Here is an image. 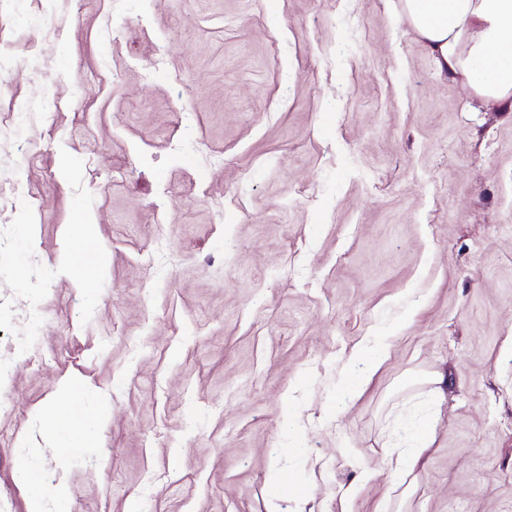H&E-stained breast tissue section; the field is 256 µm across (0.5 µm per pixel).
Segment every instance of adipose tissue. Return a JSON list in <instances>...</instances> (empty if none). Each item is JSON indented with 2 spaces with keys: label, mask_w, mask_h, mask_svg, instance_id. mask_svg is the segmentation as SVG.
<instances>
[{
  "label": "adipose tissue",
  "mask_w": 512,
  "mask_h": 512,
  "mask_svg": "<svg viewBox=\"0 0 512 512\" xmlns=\"http://www.w3.org/2000/svg\"><path fill=\"white\" fill-rule=\"evenodd\" d=\"M395 10L441 75L486 106L512 112V0H396ZM82 394L80 382L67 383L70 410L51 417L54 440L72 453L88 447L99 423L82 411Z\"/></svg>",
  "instance_id": "1"
}]
</instances>
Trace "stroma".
I'll return each mask as SVG.
<instances>
[{"label":"stroma","instance_id":"1","mask_svg":"<svg viewBox=\"0 0 512 512\" xmlns=\"http://www.w3.org/2000/svg\"><path fill=\"white\" fill-rule=\"evenodd\" d=\"M112 2L0 0V116L39 115L0 142V303L41 317L10 355L0 320V512L21 462L46 512H512V112L390 0ZM74 379L106 416L69 457ZM430 427V417L426 416L422 419V425L415 436L414 443L409 448H403L398 452L394 460L393 474L395 476L405 478L415 471L423 453L429 448Z\"/></svg>","mask_w":512,"mask_h":512}]
</instances>
